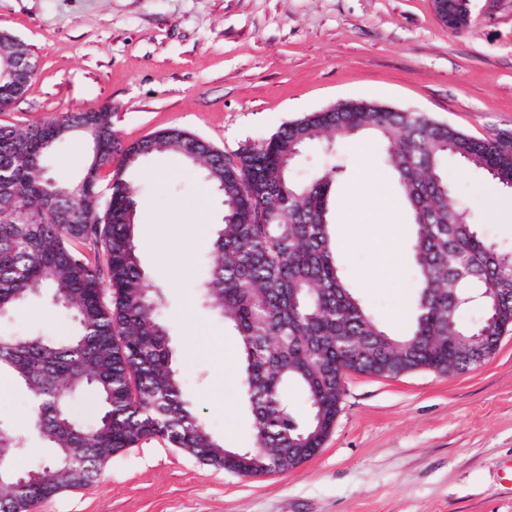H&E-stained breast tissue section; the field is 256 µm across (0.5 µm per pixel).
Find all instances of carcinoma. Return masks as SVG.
<instances>
[{
	"instance_id": "carcinoma-1",
	"label": "carcinoma",
	"mask_w": 512,
	"mask_h": 512,
	"mask_svg": "<svg viewBox=\"0 0 512 512\" xmlns=\"http://www.w3.org/2000/svg\"><path fill=\"white\" fill-rule=\"evenodd\" d=\"M104 164L148 147L200 167L224 202L213 233V262L202 297L238 340L242 389L253 416L251 454L228 455L185 395L160 293L137 254V197L126 173H112L99 206L102 172L80 189L47 173L51 149L72 138L85 112H66L27 128L0 125V320L34 291L51 290L74 334L64 338L0 331V373L33 400V432L52 457L22 471L27 447L0 421V512H34L63 490L88 486L113 454L143 437H160L202 463L244 477L290 471L313 457L330 434L344 391L345 370L397 377L419 368L458 374L489 359L512 329V251L498 249L473 222L448 183V159L486 171L512 188V151L498 139H477L421 112L363 99L285 123L256 147L229 158L190 133L158 131L123 146L112 133V108L100 107ZM365 133L383 144L409 213V240L419 287L408 335L382 329L346 284L330 232L336 167L307 183L290 166L313 141L334 145ZM67 211L91 223L64 224ZM476 294L477 326L459 319ZM308 411L295 414L288 389ZM93 398L85 423L72 401Z\"/></svg>"
}]
</instances>
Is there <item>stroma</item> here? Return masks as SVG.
Masks as SVG:
<instances>
[{
  "instance_id": "stroma-1",
  "label": "stroma",
  "mask_w": 512,
  "mask_h": 512,
  "mask_svg": "<svg viewBox=\"0 0 512 512\" xmlns=\"http://www.w3.org/2000/svg\"><path fill=\"white\" fill-rule=\"evenodd\" d=\"M470 9L467 26L452 30L433 0H0V33L36 63L0 124L25 128L107 104L122 143L176 128L231 157L287 122L364 99L476 138L512 132V0H471ZM334 157L344 169L331 232L345 279L381 326L407 334L418 286L409 241H398L393 270L378 246L391 224L408 221L397 182L370 139L343 143L332 157L313 145L295 179ZM366 164L392 216L346 214ZM448 179L484 236L512 250V192L454 161ZM130 180L140 264L163 294L185 392L225 447H253L237 339L198 299L221 201L174 154L148 158ZM0 328L65 336L71 323L39 294ZM0 420L20 435L32 425L29 394L5 374ZM35 512H512V331L461 374H348L331 434L292 471L247 478L145 438L113 455L89 486Z\"/></svg>"
}]
</instances>
